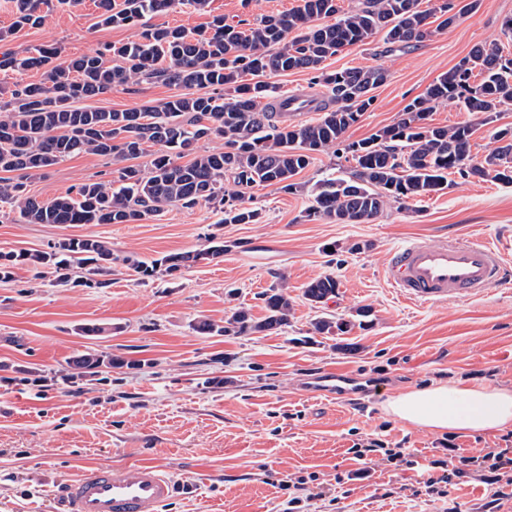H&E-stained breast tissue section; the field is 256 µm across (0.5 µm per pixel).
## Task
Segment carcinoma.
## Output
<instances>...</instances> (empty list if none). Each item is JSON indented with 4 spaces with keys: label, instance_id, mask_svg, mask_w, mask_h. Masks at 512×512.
I'll list each match as a JSON object with an SVG mask.
<instances>
[{
    "label": "carcinoma",
    "instance_id": "cac0c4a2",
    "mask_svg": "<svg viewBox=\"0 0 512 512\" xmlns=\"http://www.w3.org/2000/svg\"><path fill=\"white\" fill-rule=\"evenodd\" d=\"M11 28L0 29V41L15 31L42 24L43 0H13ZM179 3L202 11L207 0H99L104 25L138 30V40L120 46L104 44L95 52L59 61L60 50L35 46L20 55L0 54V70L43 71L37 82L18 83L9 99L0 100V205L19 209L28 224H135L159 215L169 206L192 209L201 203L224 213L226 224H257L262 209L253 205L255 189L275 186L292 193L301 189L295 177L314 154L337 148L355 166L347 177L327 178L315 187L307 220L337 224L374 221L390 204L442 193L455 181L491 179L512 184V127L494 128L498 143L481 157L471 154L474 128L469 124L432 127L433 108L455 104L483 115L490 125L512 108V56L498 43L475 46L442 74L426 94L413 99L399 119L369 137L349 142L346 133L374 105L373 89L388 79L382 67L329 71L325 62L344 49L366 44L384 32L391 48H405L431 36V13L419 0H299L292 9L267 15L243 29L216 17L206 30L187 34L179 27H156L148 16ZM479 0L456 8L442 0L438 27L455 25ZM293 38H288V35ZM127 65H106L108 57ZM169 60L164 67L161 62ZM307 71L312 84L325 89L327 102L316 106L320 116L291 125L275 102L290 97L276 93L264 78ZM481 80L474 81V75ZM162 80L179 89L157 107L122 111L82 107L122 87L128 91L147 80ZM206 93L201 94L199 90ZM222 146L197 151L200 141ZM156 150L150 152L148 148ZM90 153L112 160L116 177L88 181L75 192L39 200L27 183L66 158ZM190 157L186 163L179 159ZM146 157L143 164L135 160ZM235 244L210 239L201 249L174 252L151 262L126 259L139 280L172 275L183 268L212 261ZM0 280L11 278L17 264L52 266L57 278L68 279V267L89 265L93 274L110 272L112 249L94 238H65L54 253L0 252ZM338 283L328 275L311 281L304 295L319 304L335 296ZM267 315L256 322L238 308L224 326L200 321L203 335L238 336L273 332L288 325L291 304L276 288L265 294ZM112 355L88 352L68 362L73 376L95 374L112 366Z\"/></svg>",
    "mask_w": 512,
    "mask_h": 512
}]
</instances>
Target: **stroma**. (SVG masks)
<instances>
[{
	"instance_id": "35a3bbf8",
	"label": "stroma",
	"mask_w": 512,
	"mask_h": 512,
	"mask_svg": "<svg viewBox=\"0 0 512 512\" xmlns=\"http://www.w3.org/2000/svg\"><path fill=\"white\" fill-rule=\"evenodd\" d=\"M297 0H209L205 11L181 5L152 15L151 24L194 32L213 17L255 23L295 7ZM42 25L24 28L6 44L14 52L58 47L62 58L88 54L105 43L133 40L126 26L100 24L98 0L74 7L47 0ZM512 0H480L456 25L399 51L383 33L327 60L328 69L380 66L389 77L374 89L375 103L347 132L369 137L397 121L404 106L426 93L478 43L512 53L503 23ZM173 87L156 81L137 92L123 88L87 100L90 108L125 110L156 105ZM428 122L470 124L472 150L492 149L482 115L439 104ZM110 160L69 157L29 182L46 200L90 180L112 177ZM331 151L317 153L300 173L302 191H256L258 224H228L210 205L167 207L136 224H28L0 209V251L47 252L64 238H96L112 249L105 288L87 287V267L73 266L66 282L20 265L0 281V512H63V488L91 465L147 460L169 471L176 491L161 512H282L281 481L317 476L322 498L304 512H512V485H487L472 471L455 478L444 499L419 489L454 445L453 462L504 447L512 428L490 434L434 432L387 415L385 400L439 379L461 378L512 388V286L483 296L419 304L401 298L386 277L392 250L411 240L477 237L512 241V184L472 178L409 208L388 207L368 224L306 220L315 184L346 176ZM236 241L223 257L143 283L126 261H152L199 247L205 237ZM330 275L339 288L324 303L304 290ZM283 287L292 305L287 326L273 333L204 336L196 322L223 324L240 307L254 320L267 314L264 295ZM368 316H361V309ZM349 320L345 334H315L313 324ZM96 325L100 334H85ZM89 350L112 354L118 366L75 378L69 359ZM339 368L358 389L338 400L307 392L322 370ZM44 377L22 381L21 370ZM380 439L406 449L410 466L375 462L367 477L353 473L355 451Z\"/></svg>"
}]
</instances>
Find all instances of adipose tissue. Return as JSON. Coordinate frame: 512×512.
Segmentation results:
<instances>
[{
  "instance_id": "ef3b65f1",
  "label": "adipose tissue",
  "mask_w": 512,
  "mask_h": 512,
  "mask_svg": "<svg viewBox=\"0 0 512 512\" xmlns=\"http://www.w3.org/2000/svg\"><path fill=\"white\" fill-rule=\"evenodd\" d=\"M384 409L402 423L427 430L485 433L512 427V389L437 382L389 397Z\"/></svg>"
}]
</instances>
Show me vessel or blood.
Returning <instances> with one entry per match:
<instances>
[{
  "label": "vessel or blood",
  "mask_w": 512,
  "mask_h": 512,
  "mask_svg": "<svg viewBox=\"0 0 512 512\" xmlns=\"http://www.w3.org/2000/svg\"><path fill=\"white\" fill-rule=\"evenodd\" d=\"M387 279L406 300L437 303L478 297L512 284V262L478 239L411 241L390 253ZM173 485L172 476L157 465H97L67 485L66 512H160Z\"/></svg>",
  "instance_id": "obj_1"
}]
</instances>
